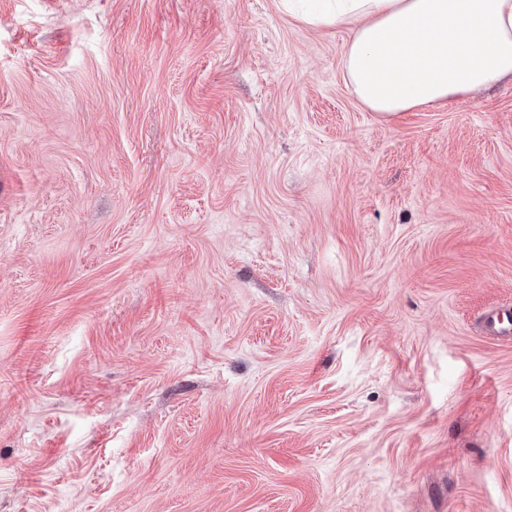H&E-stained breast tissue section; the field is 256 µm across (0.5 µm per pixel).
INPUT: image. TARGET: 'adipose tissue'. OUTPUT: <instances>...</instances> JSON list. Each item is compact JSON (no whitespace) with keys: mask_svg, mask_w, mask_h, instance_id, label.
Segmentation results:
<instances>
[{"mask_svg":"<svg viewBox=\"0 0 512 512\" xmlns=\"http://www.w3.org/2000/svg\"><path fill=\"white\" fill-rule=\"evenodd\" d=\"M310 27L348 26L347 84L385 119L512 77V0H281Z\"/></svg>","mask_w":512,"mask_h":512,"instance_id":"obj_1","label":"adipose tissue"}]
</instances>
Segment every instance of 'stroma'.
Here are the masks:
<instances>
[{"mask_svg":"<svg viewBox=\"0 0 512 512\" xmlns=\"http://www.w3.org/2000/svg\"><path fill=\"white\" fill-rule=\"evenodd\" d=\"M279 0H0V512H512V78L386 120Z\"/></svg>","mask_w":512,"mask_h":512,"instance_id":"stroma-1","label":"stroma"}]
</instances>
